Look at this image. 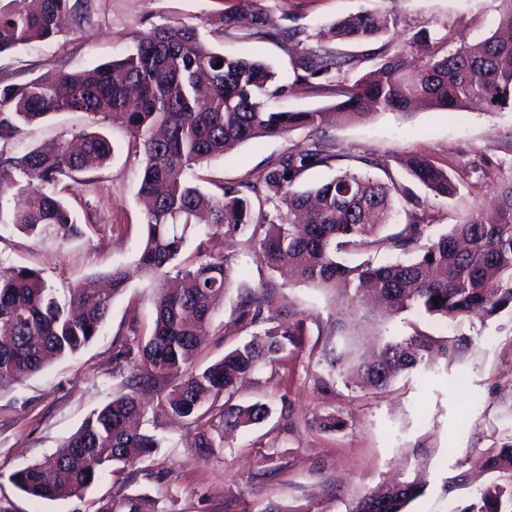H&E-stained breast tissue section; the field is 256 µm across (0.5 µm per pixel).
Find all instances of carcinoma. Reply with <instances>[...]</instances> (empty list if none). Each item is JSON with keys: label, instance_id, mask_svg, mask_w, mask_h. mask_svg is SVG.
<instances>
[{"label": "carcinoma", "instance_id": "carcinoma-1", "mask_svg": "<svg viewBox=\"0 0 512 512\" xmlns=\"http://www.w3.org/2000/svg\"><path fill=\"white\" fill-rule=\"evenodd\" d=\"M86 0H8L0 5V55L37 40L58 36L68 14L76 25L87 20ZM496 28L474 42L448 47L449 36L428 24L393 51L375 52L376 68L353 82L347 73L360 57L340 52L333 42H369L396 23L391 10L342 18L307 34L270 29L260 12H231L218 19L224 34L243 32L255 41L288 44L294 50L293 79L265 61L226 55L204 39L195 25H156L137 38L119 59L72 71L57 67L23 83L0 87V213L11 200V226L40 239L66 241L84 235L82 225L58 185L104 166L111 141L82 131L52 149L17 147L24 126L55 112H81L99 122L119 121L141 156L137 195L146 239L139 256L153 279L155 319L150 334L124 347L116 360L133 366L124 391L94 412L67 438L62 449L10 475L23 493L42 500L82 496L94 480L114 467L132 466L160 447L141 430L148 412L140 392L149 386L163 394L156 415L196 426L197 447L224 446V434L263 423L270 414L262 402H231L239 385L303 345L305 319L288 314V323L264 326L271 317L268 293L243 289L237 321L256 331L203 370L194 359L213 315L236 275L238 238L254 242L255 261L275 269L288 265L300 282L352 304V316L336 324L343 348L323 349L330 371L376 392L387 390L405 372H434L455 362L470 337L434 335L413 329L399 336L385 322L361 312L371 292L382 316L412 313L441 325L477 313L480 320L512 311V180L496 190L490 212L479 210L450 230L437 233L413 210L396 233L379 236L391 223L393 194L409 191L368 174L342 171L302 190L305 175L331 169L339 155L315 138L278 155L257 182L203 189L195 171L227 147L264 137H283L299 128H321L361 121L378 112L405 111L415 104L457 114L479 105L488 112L512 111V0H499ZM332 78L336 104L305 111H271L268 101ZM408 174L434 195L452 197L458 187L448 171L420 153L402 158ZM274 203L254 211L252 199ZM224 236V254L200 247L183 256L193 233ZM398 252L404 259L356 265L344 256ZM111 287L77 285L58 295L42 273L18 268L0 274V389L15 386L45 365L71 355L99 333L114 298L126 287L123 269L110 273ZM440 303H434V298ZM211 415L203 408L218 398ZM320 432L346 426L329 414L313 421ZM494 475L461 512H512V434L508 441L475 458ZM427 488L424 469L354 499L348 512H407ZM97 512H142L135 499L100 501Z\"/></svg>", "mask_w": 512, "mask_h": 512}]
</instances>
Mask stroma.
Returning <instances> with one entry per match:
<instances>
[{
    "instance_id": "1",
    "label": "stroma",
    "mask_w": 512,
    "mask_h": 512,
    "mask_svg": "<svg viewBox=\"0 0 512 512\" xmlns=\"http://www.w3.org/2000/svg\"><path fill=\"white\" fill-rule=\"evenodd\" d=\"M389 6L395 7L398 22L381 43L393 48L427 23L446 26L454 43L470 42L493 29L497 16L496 0H90V19L81 26H67L55 40L1 55L0 86L27 81L60 64L82 70L120 58L137 35L174 21L200 26L206 39L224 51L288 71L292 57L285 46L225 36L217 28L219 16L260 10L276 25L315 33L347 15ZM95 128L85 114L57 112L26 127L22 143L43 146ZM101 128L114 147L108 165L63 192L86 226L83 237L62 244L28 237L13 229L10 211L0 212V270H40L62 293L117 266L129 272L99 336L22 384L0 390V512H96L98 500L110 497L141 500L146 512H261L271 503L310 502L320 512H347L354 498L400 469L419 443L430 451V483L408 512H460L478 486L471 483L448 493L445 478L469 469L474 452L512 433V417L501 402L502 394L512 390V313L502 312L482 325L464 321L455 326V333L472 336L474 344L446 370L403 374L382 393L351 389L337 379L323 391L315 384L326 374L319 351L336 336L339 309L320 290L257 268L254 246L246 242L236 248L240 278L248 287H266L267 315L284 321L293 311L305 320L303 347L239 390L240 401L268 404L269 418L238 431L223 447L200 448L192 429L151 414L143 428L160 440L157 451L132 468L101 475L82 497L34 499L13 485L14 471L53 453L91 413L122 392L114 356L154 320L153 283L137 269L145 233L137 200L140 162L121 125ZM313 134V129L300 128L238 145L204 164L200 185L208 190L216 183L256 181L280 153ZM323 134L340 156L338 169L357 167L362 155L383 160V168L371 169V176L409 189L439 232L488 208L497 185L512 179V112L476 106L459 121L433 109L407 115L380 112L325 127ZM408 152L427 155L448 169L458 193L438 197L414 182L399 164ZM238 300L237 289H230L196 355L197 367L214 363L245 338L236 320ZM329 413L341 416L346 429L313 428L315 417ZM267 466L274 467V475L254 480V473Z\"/></svg>"
}]
</instances>
